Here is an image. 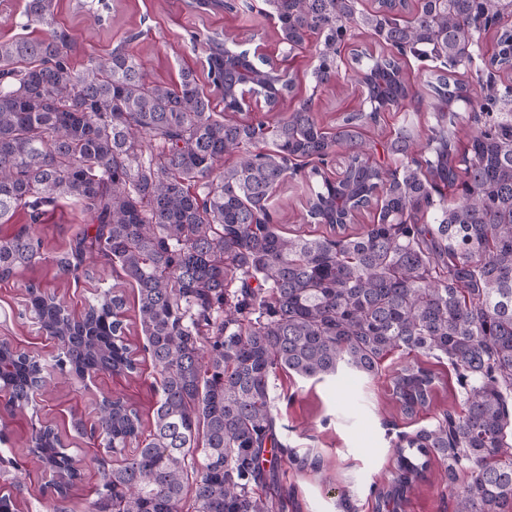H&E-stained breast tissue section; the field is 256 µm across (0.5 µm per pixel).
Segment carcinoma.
<instances>
[{"label": "carcinoma", "instance_id": "1", "mask_svg": "<svg viewBox=\"0 0 512 512\" xmlns=\"http://www.w3.org/2000/svg\"><path fill=\"white\" fill-rule=\"evenodd\" d=\"M263 2L285 51L317 38L304 99L295 76L217 34L206 41L219 111L193 70L153 82L121 46L77 67L82 46L55 22V0L26 3L45 36L0 41V224L22 209L31 220L0 234V280L49 260L75 281L91 264L110 268L136 288L137 327L161 375L150 428L120 399L74 422L122 457L97 461L86 512H286L272 378L374 379L394 353L411 357L387 386L403 416L444 391L465 410L398 436L378 512H404L432 463L450 486L469 477L454 512H512V86L496 79L512 72V29L496 31L494 72L476 41L512 15V0ZM361 34L397 55L354 52L372 81L370 110L328 129L314 94L336 81L341 45ZM408 55L433 62L436 124L424 137L401 125L370 140L377 112L414 98ZM254 97L274 116L249 118ZM289 99L298 103L278 112ZM455 101L471 107L463 144ZM342 151L333 179L325 166ZM306 165L307 217L325 235L285 234L270 213L274 192ZM61 199L81 202L92 223L49 258L31 225ZM364 211L370 222L356 223ZM25 292V311L59 352L48 361L0 339L9 413L31 408L58 373L136 371L114 288L96 289L78 316L33 282ZM28 442L57 472L52 512H69L82 474L63 435L41 424ZM3 463L0 512H21L16 461Z\"/></svg>", "mask_w": 512, "mask_h": 512}]
</instances>
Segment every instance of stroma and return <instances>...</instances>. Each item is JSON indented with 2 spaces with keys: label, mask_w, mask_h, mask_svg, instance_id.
Segmentation results:
<instances>
[{
  "label": "stroma",
  "mask_w": 512,
  "mask_h": 512,
  "mask_svg": "<svg viewBox=\"0 0 512 512\" xmlns=\"http://www.w3.org/2000/svg\"><path fill=\"white\" fill-rule=\"evenodd\" d=\"M230 7L209 8L201 0H108L99 24H91L89 14L77 6L78 0H56L55 20L67 27L86 53L107 58L119 44L137 55L149 80L175 82L181 69L190 68L198 76H206L207 50L202 39L214 33H229L239 49L261 51L264 58L283 65L296 74H304L315 64L313 48H306L287 59L276 37L273 20L257 13H243L242 0H230ZM26 0H0V40L15 37L39 38L45 28L27 23ZM356 65L344 58L340 78L335 85L318 91L315 109L325 126H333L338 117L358 109L363 98L351 77ZM416 98L403 112L391 111L381 117L382 127H397L402 119L412 120L420 128L433 125L431 95L418 63L408 70ZM308 194V182L298 175L288 180L275 194L272 209L282 231L324 233L320 224L303 223L301 215ZM91 221L81 204L64 199L48 207L38 224H31L35 235L47 248L63 251L78 228ZM37 282L41 287L56 289L64 304L81 313L96 288L117 287L126 302L127 318H134V288L115 277L83 278L69 281L56 275L52 263H43L24 278L0 281V338H8L23 351L51 358L57 349L38 325L23 316L24 282ZM127 337L136 351L138 370L133 375L95 374L86 383L64 374L54 393L44 398L38 414L24 412L8 421L0 435V455L18 460L19 476L29 490V512H43L37 501L40 489L51 481L41 464L28 454L26 440L33 422L56 426L67 438L84 471V480L75 490L72 512H84L93 495L98 458L107 451L91 445L72 428L73 420L91 422L94 404L104 395H112L133 405L141 415L152 413L158 398V374L143 349L139 330ZM273 413L282 443L289 455L281 461L283 483L292 501L288 512H343L341 497H349L355 512H375L372 489L382 484L393 465L391 440L397 434H411L426 425L430 414L406 418L387 400L386 379L361 380L350 374L322 381L304 380L286 374L271 382ZM453 491L437 468H430L424 481L414 485L405 512H452Z\"/></svg>",
  "instance_id": "35a3bbf8"
}]
</instances>
